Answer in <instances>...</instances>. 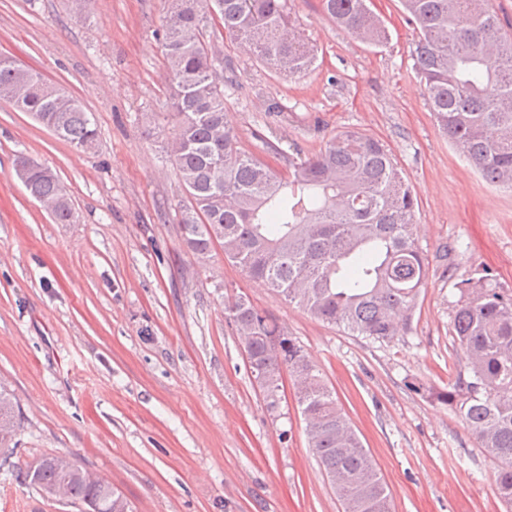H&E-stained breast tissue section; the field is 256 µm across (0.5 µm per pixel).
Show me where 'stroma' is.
<instances>
[{"instance_id":"obj_1","label":"stroma","mask_w":512,"mask_h":512,"mask_svg":"<svg viewBox=\"0 0 512 512\" xmlns=\"http://www.w3.org/2000/svg\"><path fill=\"white\" fill-rule=\"evenodd\" d=\"M286 6L318 49L295 76L207 32L219 42L226 120L246 150L269 138L279 152L268 161L283 172L347 129L388 145L417 197L429 262L409 330L351 335L247 277L222 249L202 262L184 246L176 212L186 194L166 151V0L77 10L0 0V54L66 88L98 129L81 149L0 102V378L21 412L11 461L67 455L133 512H343L308 445L294 377L284 374L269 411L224 318L225 299L243 293L319 370L394 512H503L497 460L439 395L470 374L452 332L461 280L487 273L512 294V188L487 183L438 127L400 0H371L390 32L377 47L338 29L320 0ZM20 155L58 174L73 223H54L28 194ZM0 512L81 508L0 468Z\"/></svg>"}]
</instances>
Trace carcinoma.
<instances>
[{"instance_id": "1", "label": "carcinoma", "mask_w": 512, "mask_h": 512, "mask_svg": "<svg viewBox=\"0 0 512 512\" xmlns=\"http://www.w3.org/2000/svg\"><path fill=\"white\" fill-rule=\"evenodd\" d=\"M418 31L415 67L442 131L483 179L512 187V36L488 0H400ZM322 10L363 42L380 46L390 34L369 0H321ZM209 22L251 54L288 74L315 55L291 30L285 0H180L162 29L166 95L177 128L168 144L188 204L180 211L184 245L201 261L215 246L245 275L264 281L290 304L353 335L387 341L408 329L429 263L414 237L417 201L387 146L345 130L282 175L240 147L224 122V90L214 72L215 45L202 36ZM0 101L31 114L59 138L87 147L97 130L80 102L15 59L0 55ZM22 184L58 224L74 212L56 173L21 155ZM453 319L456 341L471 361L473 380L458 378L438 398L459 402L466 427L500 462L498 498L512 512V296L489 278L460 282ZM224 317L248 354L255 380L266 379L267 408L281 400L282 372L300 369L298 407L309 446L336 483L344 512H392L387 486L368 451L336 406L333 392L301 345L244 294L224 303ZM20 427L18 402L0 385V452ZM22 476L43 495L64 487L65 500L87 512H132L111 485L76 465L64 473L45 457Z\"/></svg>"}]
</instances>
